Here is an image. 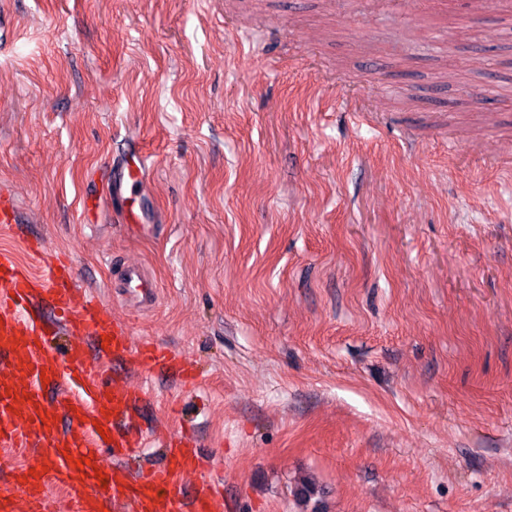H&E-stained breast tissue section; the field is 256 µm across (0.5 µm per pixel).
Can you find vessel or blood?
Segmentation results:
<instances>
[{"instance_id":"obj_1","label":"vessel or blood","mask_w":512,"mask_h":512,"mask_svg":"<svg viewBox=\"0 0 512 512\" xmlns=\"http://www.w3.org/2000/svg\"><path fill=\"white\" fill-rule=\"evenodd\" d=\"M30 251L40 260L31 274L14 255L0 251V446L31 454V464L0 476V512H50L49 485L63 487L74 512H223L215 481L185 492L181 475L203 466L194 439L160 436L165 460L139 469L147 439L136 420L144 390L110 381L99 365L109 359L145 371L194 376L171 348L135 344L127 327L111 321L105 305L77 286L72 265L50 256L37 239ZM125 299L151 306L157 290L138 266L123 270ZM25 381L17 383L14 372ZM57 387L48 399L45 386ZM114 463L96 478L102 453ZM89 463L77 467L76 459ZM101 467V466H100Z\"/></svg>"}]
</instances>
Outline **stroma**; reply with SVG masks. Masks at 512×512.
<instances>
[{"label": "stroma", "instance_id": "obj_1", "mask_svg": "<svg viewBox=\"0 0 512 512\" xmlns=\"http://www.w3.org/2000/svg\"><path fill=\"white\" fill-rule=\"evenodd\" d=\"M509 44L512 0H0V250L193 365L116 377L229 512H512V107L464 102ZM120 288L125 299L143 308L151 306L157 297V288L139 266H129L123 270Z\"/></svg>", "mask_w": 512, "mask_h": 512}]
</instances>
